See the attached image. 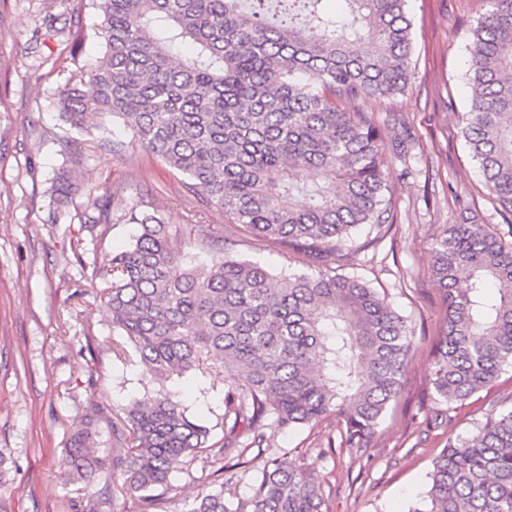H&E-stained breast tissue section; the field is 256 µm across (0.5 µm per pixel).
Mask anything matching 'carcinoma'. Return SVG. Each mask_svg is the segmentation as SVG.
I'll return each instance as SVG.
<instances>
[{"mask_svg":"<svg viewBox=\"0 0 512 512\" xmlns=\"http://www.w3.org/2000/svg\"><path fill=\"white\" fill-rule=\"evenodd\" d=\"M97 0L104 52L58 99L60 117L87 132L118 120L229 224L301 249L326 268L270 271L232 255L196 224H166L157 208L124 214L138 232L102 257L104 299L120 359L132 348L145 373L224 369V420L252 434L241 447L209 444L210 428L161 392L112 416L113 448L97 447L100 411L73 423L60 473L102 481L137 512H165L170 476L192 464L222 473L231 455L262 449L265 421L280 429L335 418L341 443L362 453L399 396L412 330L375 289L338 274L343 245L389 220L388 160L364 108L408 87L407 0ZM470 33V106L461 135L485 185L512 215V0H487ZM186 41L195 56L176 61ZM314 169L319 180L308 182ZM56 201L79 196L108 223L122 190L79 191L67 170ZM297 198L284 206V198ZM184 266L181 275L173 269ZM468 278L461 284L456 271ZM447 314L437 336L429 397L461 403L512 368V246L486 224H454L434 247ZM189 512H328L321 482L287 456L267 458L246 498L201 493ZM408 512H512V407L492 408L467 438H448L427 490Z\"/></svg>","mask_w":512,"mask_h":512,"instance_id":"1","label":"carcinoma"}]
</instances>
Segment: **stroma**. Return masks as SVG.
Returning a JSON list of instances; mask_svg holds the SVG:
<instances>
[{
    "mask_svg": "<svg viewBox=\"0 0 512 512\" xmlns=\"http://www.w3.org/2000/svg\"><path fill=\"white\" fill-rule=\"evenodd\" d=\"M487 8L486 0H408L411 84L403 95L366 105L388 150L393 219L371 230L372 244L345 271L384 294L414 330L402 389L360 456L339 444L333 420L265 430L266 456L288 454L317 476L330 512H407L448 439L467 436L491 407L512 406V368L466 404L452 405L447 425L433 426L426 399L446 317L432 271L436 240L450 225L472 219L512 242V217L489 198L460 135L469 30ZM100 22L91 0H0V448L12 466L0 487L6 512H75L95 498L98 486L60 476L75 416L90 403L100 408L106 419L97 441L107 448L109 415L134 400L152 402L157 390L135 355L119 361L102 346L112 336L101 304L110 282L96 275L93 258L124 248L134 225L116 217L86 227L75 208H58L52 195V178L75 138L59 119L57 98L101 57ZM119 131L110 124L85 136L87 159L73 174L80 186L120 188L132 201H152L166 223L210 225L214 235L234 240L239 255L312 272L305 253L255 238L198 204L145 146L133 145L126 161L97 149V141ZM168 388L210 428L211 444L222 446L228 437L223 373L179 378ZM261 466L257 459L236 467L230 481L196 466L174 472L169 512H188L205 489L250 495Z\"/></svg>",
    "mask_w": 512,
    "mask_h": 512,
    "instance_id": "1",
    "label": "stroma"
}]
</instances>
